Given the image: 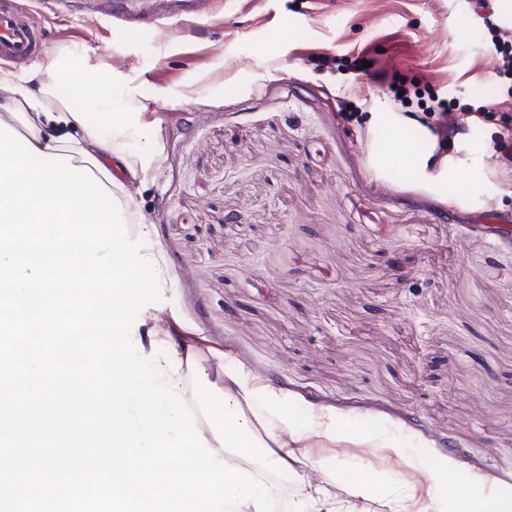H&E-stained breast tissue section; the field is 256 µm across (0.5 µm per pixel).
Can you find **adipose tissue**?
<instances>
[{"mask_svg":"<svg viewBox=\"0 0 512 512\" xmlns=\"http://www.w3.org/2000/svg\"><path fill=\"white\" fill-rule=\"evenodd\" d=\"M64 70V64L54 59L23 79L0 70V123L21 128L31 145L44 154L67 155L72 166H89L112 195L120 199L122 208L131 209L133 196L129 187L144 177L155 156L131 152L128 139L134 124L114 87L101 86L88 101L89 106L106 115L105 124H86L81 113L71 111L58 96V76ZM304 441V435L294 432L287 419L278 417L266 424L262 436L243 432L235 452L248 458L255 449L274 447L278 453L269 457L268 462L280 467L289 462L307 461ZM427 482V493L410 488L389 498L388 512H445L452 498L446 475H428ZM359 495V489L355 488L349 498L336 499L321 486L314 485L305 496L289 502L286 508H275L274 512H357L355 499Z\"/></svg>","mask_w":512,"mask_h":512,"instance_id":"adipose-tissue-1","label":"adipose tissue"}]
</instances>
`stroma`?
<instances>
[{
    "instance_id": "obj_1",
    "label": "stroma",
    "mask_w": 512,
    "mask_h": 512,
    "mask_svg": "<svg viewBox=\"0 0 512 512\" xmlns=\"http://www.w3.org/2000/svg\"><path fill=\"white\" fill-rule=\"evenodd\" d=\"M69 59L63 94L132 88L133 190L168 283L149 312L194 344V376L254 392L253 428L309 435L329 494L378 504L428 473L473 502L512 490V117L468 0H20ZM454 100L446 174H376L388 86ZM237 213L235 224L225 214Z\"/></svg>"
}]
</instances>
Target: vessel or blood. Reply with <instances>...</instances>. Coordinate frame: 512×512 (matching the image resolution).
Returning <instances> with one entry per match:
<instances>
[{
    "mask_svg": "<svg viewBox=\"0 0 512 512\" xmlns=\"http://www.w3.org/2000/svg\"><path fill=\"white\" fill-rule=\"evenodd\" d=\"M41 48V35L14 0H0V60L28 63Z\"/></svg>",
    "mask_w": 512,
    "mask_h": 512,
    "instance_id": "obj_1",
    "label": "vessel or blood"
}]
</instances>
